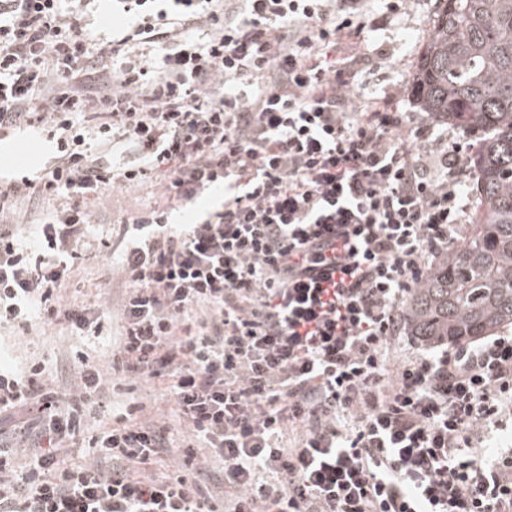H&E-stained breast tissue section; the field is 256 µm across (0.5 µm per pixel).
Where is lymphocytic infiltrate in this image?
Wrapping results in <instances>:
<instances>
[{
	"mask_svg": "<svg viewBox=\"0 0 512 512\" xmlns=\"http://www.w3.org/2000/svg\"><path fill=\"white\" fill-rule=\"evenodd\" d=\"M114 2L132 24L108 40L82 22L93 0H0V130L37 124L54 146L33 178H0V325L35 313L100 332V313L60 297L95 247L86 202L164 173V205L119 238L121 368L175 377L208 455L135 473L167 441L134 423L92 438L98 463L65 465L100 368L64 394L41 363L0 371V416L36 412L0 448V512H215L213 459L224 512H512V448L481 446L512 413V332L390 365L470 199L447 135L358 102L340 47L366 0ZM117 138L133 146L119 163ZM218 188V207L170 223ZM21 198L54 204L29 241Z\"/></svg>",
	"mask_w": 512,
	"mask_h": 512,
	"instance_id": "obj_1",
	"label": "lymphocytic infiltrate"
}]
</instances>
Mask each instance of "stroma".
<instances>
[{
    "instance_id": "obj_1",
    "label": "stroma",
    "mask_w": 512,
    "mask_h": 512,
    "mask_svg": "<svg viewBox=\"0 0 512 512\" xmlns=\"http://www.w3.org/2000/svg\"><path fill=\"white\" fill-rule=\"evenodd\" d=\"M436 9V0H408L405 9L393 15L387 12L384 0H370L363 17L362 44L349 57L365 104L395 99L398 110L406 113L408 125L434 124L438 131L447 133L449 142L467 148L473 143L471 136L448 127L447 123L433 121L408 96L418 58L432 34L431 20ZM162 192L163 178L158 175L142 186L109 191L89 200V207L101 219L95 228L97 236L111 238L113 222L160 201ZM122 291V277L113 270L111 249H94L72 263L61 295L64 303L106 312L101 335L77 336L65 323L46 324L38 320L14 329H0V364L17 369L27 362L41 361L47 378L61 392L69 391L80 369L77 352H84L90 363L104 368V393L89 402L87 430L71 441L62 454L68 464L92 462L95 453L89 445L90 436L125 425L126 409L133 404L139 407L138 420L166 424L174 447H182L190 440V431L176 417L175 406L168 396L173 377L134 382L111 367L118 347V303Z\"/></svg>"
}]
</instances>
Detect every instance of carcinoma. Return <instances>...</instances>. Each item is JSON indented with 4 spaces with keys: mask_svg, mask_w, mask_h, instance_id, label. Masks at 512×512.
<instances>
[{
    "mask_svg": "<svg viewBox=\"0 0 512 512\" xmlns=\"http://www.w3.org/2000/svg\"><path fill=\"white\" fill-rule=\"evenodd\" d=\"M411 93L430 115L481 133L467 159L473 224L406 305L412 335L454 346L512 325V0H440Z\"/></svg>",
    "mask_w": 512,
    "mask_h": 512,
    "instance_id": "1",
    "label": "carcinoma"
}]
</instances>
